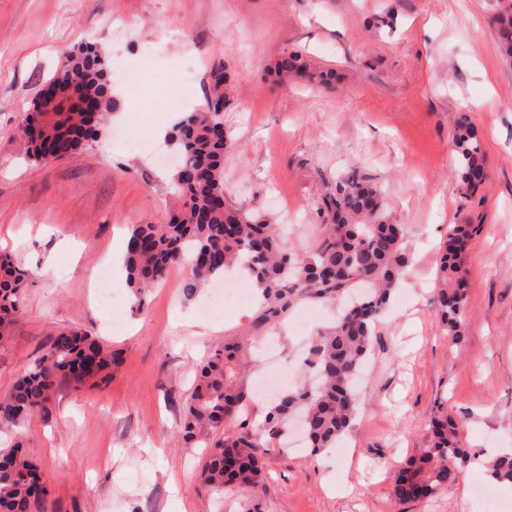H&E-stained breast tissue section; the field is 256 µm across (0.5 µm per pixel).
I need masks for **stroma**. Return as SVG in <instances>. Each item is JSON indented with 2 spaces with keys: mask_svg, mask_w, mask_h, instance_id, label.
I'll return each mask as SVG.
<instances>
[{
  "mask_svg": "<svg viewBox=\"0 0 512 512\" xmlns=\"http://www.w3.org/2000/svg\"><path fill=\"white\" fill-rule=\"evenodd\" d=\"M497 0H0V251L25 274L21 315L0 330V400L50 336L80 329L118 358L107 381H59L46 408L0 428V448L23 436L45 473L35 512H242L245 496L217 501L199 477L203 448L183 443V405L198 365L244 336L256 359L237 380L248 418H260L271 371L302 381L312 336L341 298L292 303L278 323L257 304L199 313L209 289L187 294V266L136 302L122 266L133 224H163L176 198L174 156L163 162L118 150L121 134L163 140L178 113L206 107L212 69L226 65L230 148L224 192L265 214L290 251H313L323 233L316 203L334 177L378 184L405 229L410 262L377 325L357 390L360 409L340 446L311 453L291 433L265 455L261 512H480L471 494L485 458L512 450V62L498 51ZM157 53L144 55L154 40ZM93 43L108 62L139 66L130 97L112 78V119L102 136L44 167L29 158L17 123L61 68ZM295 51L331 70V87L301 79L275 85L267 71ZM193 61L183 81L177 68ZM469 114L486 155L475 195L455 179L452 135ZM478 230L463 254L467 305L460 341L433 302L437 253L449 225ZM108 263L122 294L101 306L94 275ZM459 425L473 462L427 500L392 494L395 466L426 447L438 408Z\"/></svg>",
  "mask_w": 512,
  "mask_h": 512,
  "instance_id": "1",
  "label": "stroma"
}]
</instances>
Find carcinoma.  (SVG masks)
Here are the masks:
<instances>
[{"label":"carcinoma","mask_w":512,"mask_h":512,"mask_svg":"<svg viewBox=\"0 0 512 512\" xmlns=\"http://www.w3.org/2000/svg\"><path fill=\"white\" fill-rule=\"evenodd\" d=\"M501 55L512 59V0H499L493 18ZM296 52L284 53L274 76L286 83L305 75ZM215 107L186 112L168 140L180 156L171 175L183 196V207L167 224H132L124 265L128 288L139 302L150 288L164 281L169 269L190 264L188 292L238 266L260 298L265 321L274 322L299 297L323 301L350 288H362L356 301L312 338L306 359L312 383L279 396L256 423H240L233 433L206 455L200 470L203 486L218 495L254 492L263 483L262 457L288 427L293 414H302L311 451L334 447L352 428L359 397L353 382L359 375L375 336V325L390 306L406 267L404 227L394 223L379 186L354 174L327 183L317 207L324 219L317 248L295 255L285 246L275 225L264 216L242 212L226 201L224 157L228 142L221 131L218 105H230L226 66L211 72ZM112 114V87L105 55L87 44L68 56L52 81L49 95L23 112L19 135L35 162L50 165L99 139ZM456 177L465 194H474L486 175V156L474 124L462 113L453 138ZM474 232L470 224L448 228L439 258L436 303L447 333L458 341L466 309V270L460 260ZM22 274L0 261V327L19 312ZM248 364V349L230 342L212 353L197 371L182 428L186 441L204 440L237 419L246 392L236 381ZM112 365V349L93 336L61 333L50 339L39 360L19 373L10 395L0 401V425H15L51 400L57 380L79 389ZM430 440L416 457L402 463L392 489L402 501L433 496L456 482L469 465L456 424L441 409L431 420ZM499 483L512 485V453H502L487 465ZM39 466L22 444L0 450V512H33L46 493L39 483Z\"/></svg>","instance_id":"cac0c4a2"}]
</instances>
